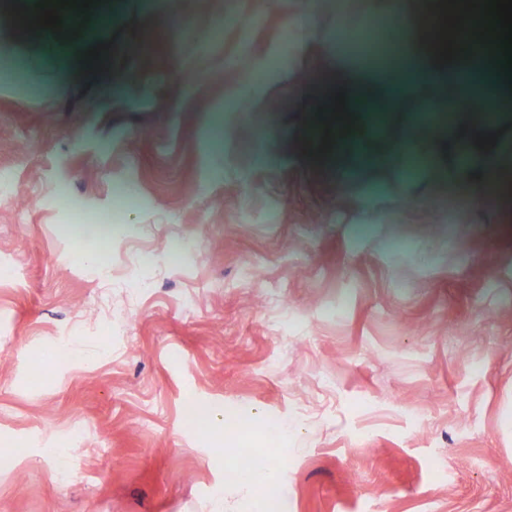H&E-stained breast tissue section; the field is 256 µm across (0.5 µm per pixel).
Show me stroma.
<instances>
[{
	"label": "stroma",
	"mask_w": 512,
	"mask_h": 512,
	"mask_svg": "<svg viewBox=\"0 0 512 512\" xmlns=\"http://www.w3.org/2000/svg\"><path fill=\"white\" fill-rule=\"evenodd\" d=\"M37 2L0 0V43L56 55L0 84V512H512V185L482 178L512 109L487 152L419 123L458 105L432 84L323 153V34L370 0H111L58 34L16 26ZM259 453L270 498L230 477Z\"/></svg>",
	"instance_id": "obj_1"
}]
</instances>
